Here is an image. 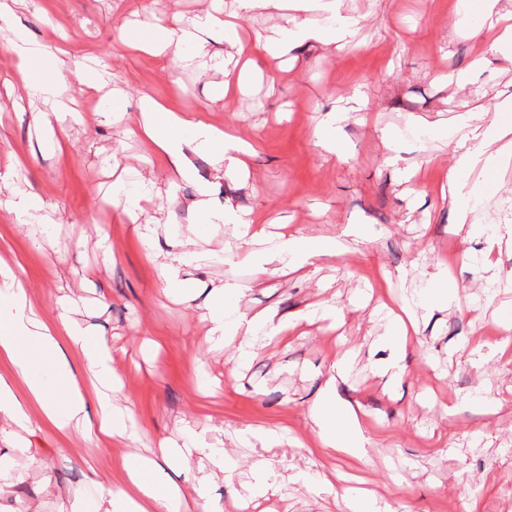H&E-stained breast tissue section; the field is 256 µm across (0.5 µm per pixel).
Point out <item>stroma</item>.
Here are the masks:
<instances>
[{"instance_id": "obj_1", "label": "stroma", "mask_w": 512, "mask_h": 512, "mask_svg": "<svg viewBox=\"0 0 512 512\" xmlns=\"http://www.w3.org/2000/svg\"><path fill=\"white\" fill-rule=\"evenodd\" d=\"M216 4L237 9L236 0H17L18 25L50 44L79 117L36 125L53 105L22 89L0 30V261L19 265L45 314L59 299L77 301L75 319L112 349L145 445L192 430L229 449L230 472H216L209 486L223 512H342L336 490L359 486L391 512H512V344L503 343L512 242L488 241L490 226L512 225V169L490 186L472 229L457 231L442 197L452 147L430 133L452 125L468 101L495 112L512 93V61L491 55L471 69L481 53L471 33L478 18L461 17L457 0H343L361 19L348 48L314 43L280 64L254 53L258 78L226 98L215 87L234 72L237 53L221 34L208 38L224 57L221 73L186 55L163 64L123 42L124 26L177 28ZM94 62L108 77L91 90L84 69ZM459 71L468 74L462 87L449 80ZM116 89L127 119L111 125L103 110ZM146 95L253 141L248 176L196 155L191 174L179 177L140 138L135 119ZM338 109L348 118L336 154L314 132ZM51 131L61 150L39 151ZM392 155L397 165L388 164ZM119 177L130 188L154 187L140 217L155 227L154 253L143 251L137 224L102 204ZM17 192L40 199L44 223L16 220L7 203ZM202 195L212 212L229 203L271 233L339 237L345 250L287 273L266 270L233 225L207 224L195 211ZM195 235L210 257L183 265L184 290L171 298L162 266ZM223 283L236 287L238 313L288 318L293 330L260 340L240 362L234 346L208 339L202 319ZM431 288L447 289L448 300L417 307L420 344L402 379L390 382L374 370L391 355L379 306ZM329 305L343 321L323 317ZM349 352L356 359L337 396L361 410V459L323 447L311 419L333 364ZM477 397L501 405L487 413ZM125 452L36 423L27 450L0 444V461L25 477L0 496V512H74L70 493L91 475L122 482ZM34 457L45 470L31 466ZM260 461L273 470L267 494L254 498Z\"/></svg>"}]
</instances>
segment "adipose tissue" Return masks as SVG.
I'll return each instance as SVG.
<instances>
[{
    "label": "adipose tissue",
    "instance_id": "adipose-tissue-1",
    "mask_svg": "<svg viewBox=\"0 0 512 512\" xmlns=\"http://www.w3.org/2000/svg\"><path fill=\"white\" fill-rule=\"evenodd\" d=\"M16 0H0V29L12 31L8 50L16 59V68L24 87L46 100H58L65 87V75L55 55L40 42L31 40L15 23ZM232 19L208 10L185 27L154 25L130 27L125 44L143 49L160 60H167L172 47L186 45L203 66L223 70L224 60L212 53L205 36L219 32L232 45H240V21L255 8H288L302 14V21L287 30L268 36L261 50L269 60L287 56L297 45L313 40L337 49L346 47L358 21L342 13L341 0H237ZM324 16V25L308 24L304 16ZM137 128L157 154L167 156L176 173L188 175L192 156H208L212 164L237 175L246 171L249 147L227 136L203 120L164 108L156 99L142 97L138 105ZM512 112V94L505 96L494 114L469 105L459 115L450 135L454 162L448 169V195L455 204L459 224H466L469 213L485 197L482 182L475 173L512 167V122L505 114ZM252 252L263 262L280 267H299L309 259L335 255L333 241L292 235L276 250L265 247L263 230L253 231L246 240ZM228 286L216 288L207 314L210 333L220 341L235 343L241 356H249L258 329L267 327L278 334L292 329L290 321H272L263 313L252 316H228ZM76 301L60 303L53 317H45L42 303L33 296L27 281L9 265L0 264V442L19 448L26 441L35 422H43L62 435L84 433L98 448L113 442H136L129 427V410L114 406L117 371L106 341L93 329L77 323L72 313ZM352 365L344 359L331 368L324 392L311 410L324 447L351 456H363L364 430L352 405L336 398V383ZM158 459L140 453L124 455L125 481L119 486L91 478L94 495L75 492L84 504L83 512H181L180 486L167 484L156 476V463L163 460L188 465L191 458L221 466L225 451L200 445H178L171 439L159 443Z\"/></svg>",
    "mask_w": 512,
    "mask_h": 512
}]
</instances>
